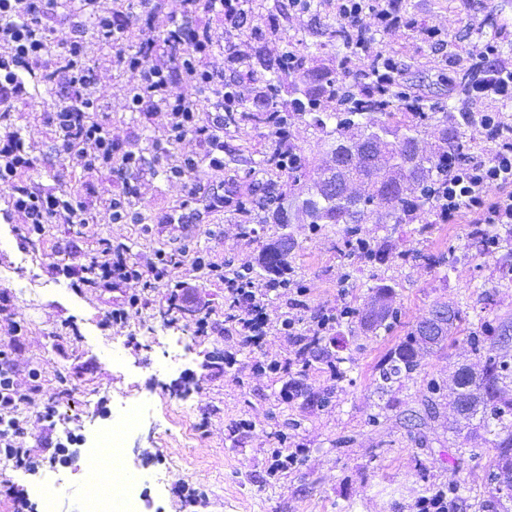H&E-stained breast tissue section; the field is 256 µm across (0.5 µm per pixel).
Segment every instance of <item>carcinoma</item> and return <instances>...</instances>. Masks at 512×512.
<instances>
[{"instance_id":"cac0c4a2","label":"carcinoma","mask_w":512,"mask_h":512,"mask_svg":"<svg viewBox=\"0 0 512 512\" xmlns=\"http://www.w3.org/2000/svg\"><path fill=\"white\" fill-rule=\"evenodd\" d=\"M258 63L266 72L264 86L259 95V103L250 107L240 103L236 110L224 116L225 121L251 123L271 130L273 134L284 132L288 115L281 110L279 95L282 82L292 79L294 91L304 99H295V111L310 118L314 129L325 132L336 145L337 161L357 173L370 167L376 156V148L383 147L392 156L403 157L416 150L429 127L437 128L440 134L435 149L418 157L417 170L410 172L416 180L417 191L410 193L400 180L388 177L381 186L371 187L365 192L361 206L353 210L344 201L343 183L323 173L313 185L307 188L303 208L318 232L323 224H344V247L365 257H377L371 243L359 236L356 225L363 223L371 206L377 201L385 202L386 217L392 224H407L419 211L436 212L437 201L447 190L448 150L459 155L466 154L467 141L461 129L468 126V118L462 112H452L443 102L419 103V111L410 112L411 102L406 100L403 90L388 89L378 93L363 85L346 86L347 67L340 63L336 71L317 76L315 84H309L310 74L305 65V56L292 46H282L276 58L258 56ZM354 138L359 139V149L354 155L346 153L344 145ZM296 153L293 146H285L278 139L265 152L260 166L263 170L278 177H287L290 187L301 185V163L295 159L292 165L284 163L285 152ZM276 183L268 184V190L257 202L244 201L239 205L240 212L248 216L256 206L272 207L279 196L275 195ZM496 246L490 247V241ZM465 249L476 258H492L501 268L512 270V228L491 227L487 224H471L465 236ZM295 250L294 240L286 234L263 247L260 265L265 272L264 280L272 287L288 288L293 281L286 278L291 270L289 258ZM373 297L370 307L360 309L346 304L341 312L360 327L377 332L392 329L397 321L399 310L394 307V289L388 284L371 287ZM447 313L450 325L459 326L461 313L448 307V303L436 301L430 307L432 313ZM428 320H420L407 333L405 340L391 351L380 363L375 379L380 393L391 391L395 384L411 380L420 367V357L425 351L438 348L448 336L427 344ZM508 336L512 334V322L501 321L491 328L483 323L468 333L466 341L471 352L480 358L478 369L462 367L454 376L456 390L453 391L456 408V433L478 419L485 433L493 436L492 443L497 449L495 470L489 475L487 495L482 504L483 512H509L506 503L512 502V488L505 491L500 487L503 480L512 479V348L501 345L497 348L485 347V336ZM426 505H439V512H464L468 509L467 499L460 490H455L452 498L445 497L441 490L427 489Z\"/></svg>"}]
</instances>
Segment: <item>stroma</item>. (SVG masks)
Segmentation results:
<instances>
[{
	"instance_id": "35a3bbf8",
	"label": "stroma",
	"mask_w": 512,
	"mask_h": 512,
	"mask_svg": "<svg viewBox=\"0 0 512 512\" xmlns=\"http://www.w3.org/2000/svg\"><path fill=\"white\" fill-rule=\"evenodd\" d=\"M397 6L404 15L443 28L459 52L493 41L512 56V0H397ZM200 23L211 32L210 63L236 69L249 104L258 90L249 68L263 46L252 36L253 26L277 27L284 41L307 55L314 74L335 69L348 53L326 34L337 20L325 5L299 14L289 0H255L242 30H225L213 15L201 16ZM81 32L90 41L87 63L100 115L111 122L119 150L152 155L155 143L166 138L164 114L146 118L128 111L125 91L137 83L138 72L113 67L111 51L95 42L92 27ZM375 47L397 56L405 89L449 103L456 112L471 107L459 90V73L443 72L439 55L411 32L377 37ZM69 98V91L43 86L38 94L21 96L9 117L36 159L28 175L34 187L75 191L90 180L97 188L88 199L93 224L84 229L49 224L33 240L24 233L21 215L11 212L8 191L0 188V273L12 279L9 310L25 324L14 338L13 354L17 381L30 395L20 408L25 421L20 446L37 453L72 434L91 438L101 418H121L124 405L141 402L146 410L120 459L122 469L151 477L141 489L140 512H340L347 504L355 512H418L425 486L452 483L462 487L468 512H480L496 457L487 434L474 433L469 442L479 449L478 457L457 461L456 436L447 422L449 400H442L438 420L424 427L418 420L429 382L446 383L460 364L475 362L464 330L494 317L512 319V278L493 261L461 257L448 272L428 262L432 254L461 256L466 223L427 229L417 219L393 229L361 225V237L380 249V258L370 261L344 248L343 225L313 231L298 209L297 192L287 191L281 200L287 226L269 217L257 225L256 235L243 237L238 203L262 196L268 177L258 163L271 139L268 128L244 124L224 130L223 171L210 167L209 146L198 135L173 148L174 156L197 158L192 178L201 190L198 198L187 199L181 181L141 174L132 203L142 223L112 224L105 202L124 193L121 180L108 172L86 176L75 162L51 151L57 134L42 115ZM287 138L301 149L304 179L312 181L324 167L330 140L298 120L290 122ZM185 204L206 211L196 230L161 223L162 215ZM284 232L296 243L294 285L269 291L264 301L269 334L258 348L240 344L233 331L225 330L223 284L197 278L190 264L170 268L153 287L130 281L109 292L75 287L61 273L69 262L63 247L80 234L90 249L101 237L127 245L131 258L145 268L156 250L180 246L254 265L263 246ZM401 253L412 256V263L398 264L395 257ZM377 277L395 288L399 324L374 334L337 323L321 337L317 357L301 364L295 353L301 338L312 334V317L346 303L366 304ZM180 281L196 282L200 301L208 302L215 326L210 335L195 332L197 303L169 306V290ZM132 294L143 297L144 307L126 322L104 326L108 306ZM437 301L462 310L461 333L424 355L412 380L378 396L374 379L381 360ZM288 314L299 320L293 336L280 330ZM175 350L183 356L177 366L169 358ZM337 355L348 368L341 379L328 369ZM263 360L279 362L280 372L258 370ZM283 429L288 441L281 446L277 434ZM277 448L300 452L301 464L275 472L272 452ZM107 464L99 455L80 451L64 466L44 458L37 470L10 465L6 475L24 493L34 482L58 491L57 512H81L89 495L85 473L104 471Z\"/></svg>"
}]
</instances>
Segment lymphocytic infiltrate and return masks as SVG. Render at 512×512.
Returning <instances> with one entry per match:
<instances>
[{
  "instance_id": "1",
  "label": "lymphocytic infiltrate",
  "mask_w": 512,
  "mask_h": 512,
  "mask_svg": "<svg viewBox=\"0 0 512 512\" xmlns=\"http://www.w3.org/2000/svg\"><path fill=\"white\" fill-rule=\"evenodd\" d=\"M74 14L88 16L99 43L112 47L117 67L138 72L139 81L128 89L129 111L144 115L165 113L168 119L166 144L160 154H167L188 135L205 136L214 150L212 168L224 166L219 152L223 148L225 106L241 103L240 84L227 80L223 71L207 62L212 38L208 28L199 24L201 15L214 13L225 29L241 26L244 0H184V10L162 33H155L151 22L161 7V0H138L137 10L102 11L98 0H69ZM42 0H0V112H10L14 102L27 92L26 80L41 65L48 49L49 30L41 19ZM337 21L353 38L352 56L368 65L377 88L392 85L401 65L395 55L373 53L376 35L405 28L416 33L421 42L443 52V63L452 68L466 67L471 79L475 102L472 110L474 132L494 145L487 160L457 158L448 160V193L437 207L440 223H457L462 210H469L477 224L512 225V123L506 122L494 101L512 98V61L504 60L492 43L460 54L450 50L439 27L420 25L405 19L395 0H334ZM142 35L140 47L127 52L123 44L131 30ZM163 54L164 64L144 67L143 60ZM89 44L83 34H76L62 48L45 81L63 84L72 90V104L46 113L45 122L57 132L55 151L58 157L75 160L86 173L110 172L130 180L143 171L142 153L119 152L112 139L110 122L97 119L100 104L93 95L87 65ZM183 82L211 93V102L191 95L172 92L175 83ZM35 162L26 152L22 134L13 127L0 133V187L9 192L12 211L24 218L26 235L42 234L48 224L92 223L84 202L94 194L93 183L83 191L55 194L34 189L26 179ZM72 259L64 275L78 274L83 288L117 287L119 284L152 277L162 281L170 267L191 262L201 277L224 284L230 303L226 319L245 344L261 346L268 335V321L263 314L267 286L243 276L241 267L232 261H218L190 256L188 251H158L149 269H142L130 259L123 245L111 239H98L94 249L68 248ZM16 365L8 351L0 349V417H7V427L0 431V455L16 464L33 465L30 449L18 446L24 433L13 413L27 403L29 396L15 380Z\"/></svg>"
}]
</instances>
